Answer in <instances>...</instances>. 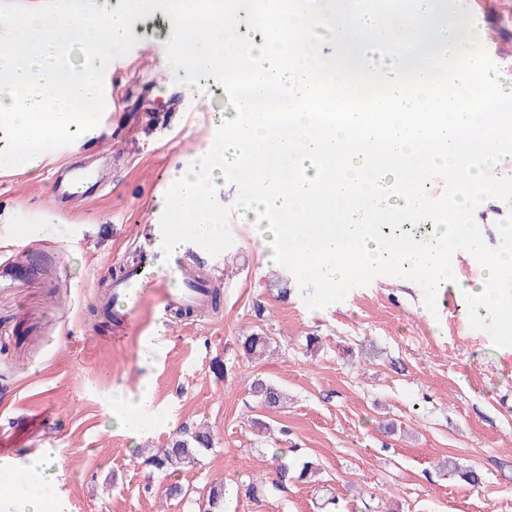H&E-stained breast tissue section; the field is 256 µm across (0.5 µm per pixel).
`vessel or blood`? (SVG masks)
<instances>
[{"label": "vessel or blood", "mask_w": 512, "mask_h": 512, "mask_svg": "<svg viewBox=\"0 0 512 512\" xmlns=\"http://www.w3.org/2000/svg\"><path fill=\"white\" fill-rule=\"evenodd\" d=\"M93 189L90 179L84 176L57 182L55 187L59 197L69 200L82 199ZM141 250L144 259L124 266L121 276L111 281L102 298L103 304L130 318L137 316L149 303L162 305L168 313L179 309L196 316L208 313L210 283L207 277H185L180 257L165 256L160 225L152 226Z\"/></svg>", "instance_id": "b4317fda"}]
</instances>
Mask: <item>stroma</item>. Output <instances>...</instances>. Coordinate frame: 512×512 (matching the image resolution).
I'll use <instances>...</instances> for the list:
<instances>
[{
	"instance_id": "obj_1",
	"label": "stroma",
	"mask_w": 512,
	"mask_h": 512,
	"mask_svg": "<svg viewBox=\"0 0 512 512\" xmlns=\"http://www.w3.org/2000/svg\"><path fill=\"white\" fill-rule=\"evenodd\" d=\"M168 25L162 13L135 22L136 46L108 72L117 108L95 143L35 179L0 174V442L59 459L49 483L17 467L0 469V488L41 496L46 512H199L219 480L237 489L224 512H512V346L471 327L455 282L433 312L419 286L389 276L312 310L234 214L233 247L203 257L223 280L218 312L168 322L153 304L124 322L95 311L139 227L159 223L173 171L194 166L236 116L214 78L196 100L179 83L185 70L164 71ZM101 160L108 186L60 203L58 172ZM256 331L270 347L250 360L241 344ZM148 344L155 361L145 365ZM257 376L286 391L284 408L258 404ZM145 379L154 410L135 442L113 424V396ZM257 418L271 437L258 435ZM200 423L213 445L177 477L188 497L164 499L167 478L135 451ZM276 447L300 449L317 472L252 496L250 483L274 474Z\"/></svg>"
}]
</instances>
